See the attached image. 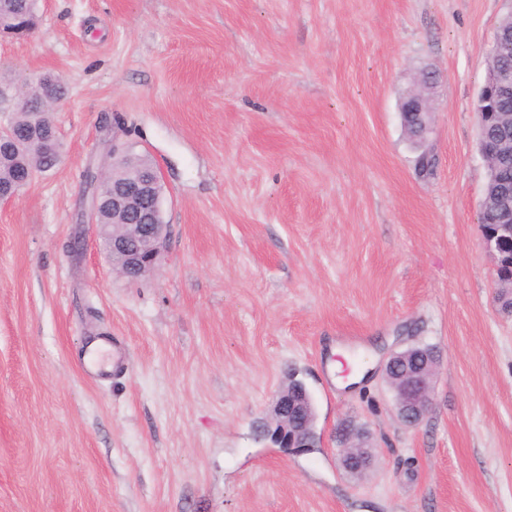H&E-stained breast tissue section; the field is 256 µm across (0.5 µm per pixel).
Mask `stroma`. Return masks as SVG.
<instances>
[{
  "mask_svg": "<svg viewBox=\"0 0 512 512\" xmlns=\"http://www.w3.org/2000/svg\"><path fill=\"white\" fill-rule=\"evenodd\" d=\"M512 0H40L0 70L68 88L61 163L0 203V512H512V314L482 247L475 105ZM440 75L433 176L398 103ZM150 156L166 251L119 276L84 173ZM109 336L121 375L83 373ZM440 355L397 414L390 351ZM369 364L341 388L334 350ZM319 443L258 439L289 371ZM343 421L371 469L346 473ZM336 437L340 462L346 472L359 475L373 465L375 453L364 430L344 423L337 430Z\"/></svg>",
  "mask_w": 512,
  "mask_h": 512,
  "instance_id": "obj_1",
  "label": "stroma"
}]
</instances>
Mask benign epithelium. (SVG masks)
<instances>
[{
  "label": "benign epithelium",
  "mask_w": 512,
  "mask_h": 512,
  "mask_svg": "<svg viewBox=\"0 0 512 512\" xmlns=\"http://www.w3.org/2000/svg\"><path fill=\"white\" fill-rule=\"evenodd\" d=\"M512 50V34L496 31L486 64V75L478 103L479 129L497 118L500 102L512 100V64L507 55ZM438 78L436 71H423L415 79L403 112H434L433 100ZM44 153L50 155L51 166L61 160L57 130L42 131ZM161 179L153 167H137L128 175L112 181V216L116 224H102L112 260L118 262L119 273L130 281H137L152 273L161 258L166 242V225L161 223ZM512 242V227H505L494 235H483L482 244L492 257L495 271H500L505 256V243ZM439 363L438 352L429 346L414 345L390 354L385 365V377L394 388L395 407L402 422L416 427L432 405V383ZM311 420L310 410L288 388H281L276 396L271 420L263 423L258 435L268 437L281 448H303V432ZM339 456L343 469L359 475L371 467L375 453L368 444L367 433L351 425L342 424L336 432Z\"/></svg>",
  "instance_id": "obj_1"
}]
</instances>
